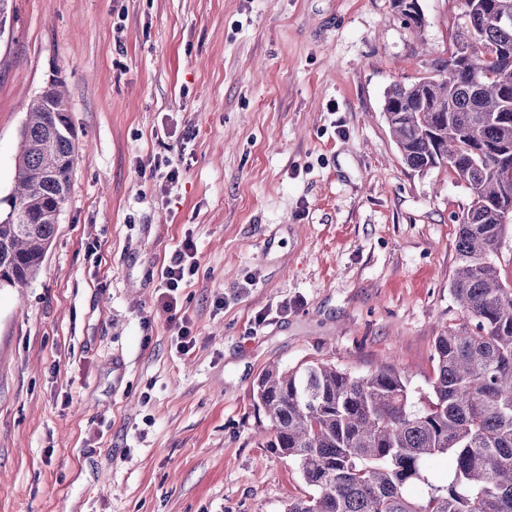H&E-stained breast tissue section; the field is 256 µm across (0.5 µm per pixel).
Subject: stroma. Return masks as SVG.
I'll return each mask as SVG.
<instances>
[{
    "mask_svg": "<svg viewBox=\"0 0 512 512\" xmlns=\"http://www.w3.org/2000/svg\"><path fill=\"white\" fill-rule=\"evenodd\" d=\"M419 3L416 32L391 0H12L0 211L55 79L76 161L38 276L0 288V512H285L313 490L261 437L269 363L429 392L471 195L410 169L383 112L465 25L462 0ZM196 248L191 239H184L181 245L175 249L169 262L160 269L161 287L165 288L169 301L166 304L168 311L176 310V298L174 292L185 284V275L194 272L197 265Z\"/></svg>",
    "mask_w": 512,
    "mask_h": 512,
    "instance_id": "obj_1",
    "label": "stroma"
}]
</instances>
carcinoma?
<instances>
[{
	"instance_id": "cac0c4a2",
	"label": "carcinoma",
	"mask_w": 512,
	"mask_h": 512,
	"mask_svg": "<svg viewBox=\"0 0 512 512\" xmlns=\"http://www.w3.org/2000/svg\"><path fill=\"white\" fill-rule=\"evenodd\" d=\"M405 24L425 25L419 0H392ZM467 24L434 75L394 86L383 111L402 158L445 166L465 183L450 292L462 320L434 340L430 392L416 396L393 368L355 376L329 363L273 365L256 403L267 447L294 460L316 494L288 512H512V286L495 256L512 220V0H463ZM76 159L62 84L31 100L20 132L16 188L0 214V288L23 287L55 232ZM454 475L429 486L428 462ZM417 484L429 487L419 498Z\"/></svg>"
}]
</instances>
